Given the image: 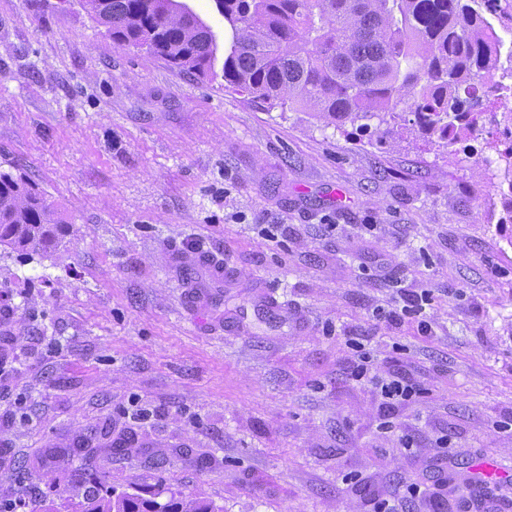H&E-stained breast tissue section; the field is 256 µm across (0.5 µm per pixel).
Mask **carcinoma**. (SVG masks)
Masks as SVG:
<instances>
[{
	"instance_id": "obj_1",
	"label": "carcinoma",
	"mask_w": 512,
	"mask_h": 512,
	"mask_svg": "<svg viewBox=\"0 0 512 512\" xmlns=\"http://www.w3.org/2000/svg\"><path fill=\"white\" fill-rule=\"evenodd\" d=\"M113 43L134 47L270 107L311 112L338 127L379 120L439 147L469 139L485 117L480 80L500 68L488 19L500 0H214L231 26L222 72L216 38L180 0H79ZM66 222L22 177L0 174V248L27 257L58 247ZM37 512H221L194 495L117 491L92 476L82 499L59 495Z\"/></svg>"
}]
</instances>
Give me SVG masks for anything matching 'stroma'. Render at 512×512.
<instances>
[{"instance_id":"35a3bbf8","label":"stroma","mask_w":512,"mask_h":512,"mask_svg":"<svg viewBox=\"0 0 512 512\" xmlns=\"http://www.w3.org/2000/svg\"><path fill=\"white\" fill-rule=\"evenodd\" d=\"M449 147L268 107L0 0V172L68 223L0 251V512L80 473L223 512H512V186ZM224 263L196 306L175 253ZM276 302L275 311L266 303ZM418 390L385 408L354 365Z\"/></svg>"}]
</instances>
